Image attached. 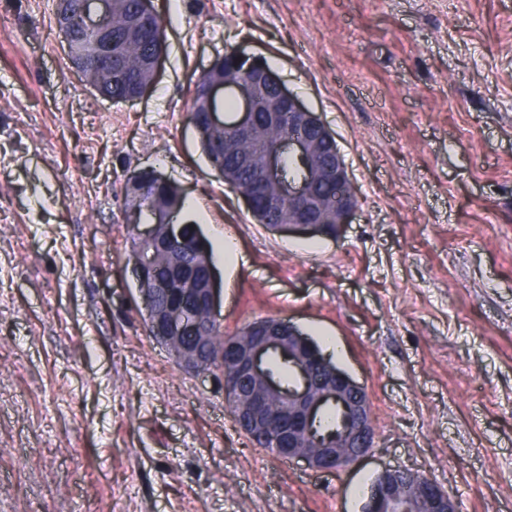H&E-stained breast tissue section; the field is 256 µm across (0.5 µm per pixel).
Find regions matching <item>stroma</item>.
Instances as JSON below:
<instances>
[{
    "label": "stroma",
    "instance_id": "35a3bbf8",
    "mask_svg": "<svg viewBox=\"0 0 512 512\" xmlns=\"http://www.w3.org/2000/svg\"><path fill=\"white\" fill-rule=\"evenodd\" d=\"M57 5L0 0V512H362L388 467L512 512V0H152L167 52L119 104ZM233 49L334 134L358 192L338 237L259 224L206 163L193 82ZM145 169L212 246L221 331L336 338L369 457L318 473L259 448L219 372L149 333L124 220Z\"/></svg>",
    "mask_w": 512,
    "mask_h": 512
}]
</instances>
